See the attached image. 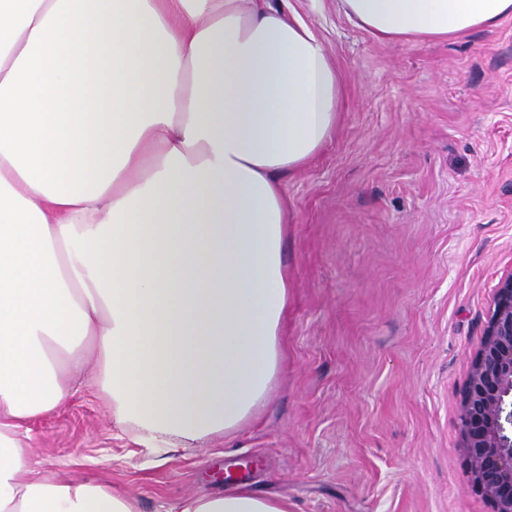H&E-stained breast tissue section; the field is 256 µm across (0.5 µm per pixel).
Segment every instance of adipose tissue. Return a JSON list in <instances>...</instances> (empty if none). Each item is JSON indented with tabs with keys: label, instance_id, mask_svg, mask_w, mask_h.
Here are the masks:
<instances>
[{
	"label": "adipose tissue",
	"instance_id": "adipose-tissue-1",
	"mask_svg": "<svg viewBox=\"0 0 512 512\" xmlns=\"http://www.w3.org/2000/svg\"><path fill=\"white\" fill-rule=\"evenodd\" d=\"M379 39L445 41L512 0H342ZM286 0H0V512H137L39 476L23 429L96 361L163 455L238 429L281 369L283 176L334 133L341 81ZM178 512H290L233 488Z\"/></svg>",
	"mask_w": 512,
	"mask_h": 512
}]
</instances>
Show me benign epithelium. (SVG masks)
<instances>
[{"label":"benign epithelium","mask_w":512,"mask_h":512,"mask_svg":"<svg viewBox=\"0 0 512 512\" xmlns=\"http://www.w3.org/2000/svg\"><path fill=\"white\" fill-rule=\"evenodd\" d=\"M460 420L473 488L493 512H512V272L496 288L460 396Z\"/></svg>","instance_id":"obj_1"}]
</instances>
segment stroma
Listing matches in <instances>:
<instances>
[{
    "label": "stroma",
    "mask_w": 512,
    "mask_h": 512,
    "mask_svg": "<svg viewBox=\"0 0 512 512\" xmlns=\"http://www.w3.org/2000/svg\"><path fill=\"white\" fill-rule=\"evenodd\" d=\"M337 64L336 133L284 179L290 308L259 415L156 457L77 384L28 425L39 470L110 483L139 512L235 469L292 512H492L459 401L512 270V18L461 39L379 40L341 0H288Z\"/></svg>",
    "instance_id": "obj_1"
}]
</instances>
